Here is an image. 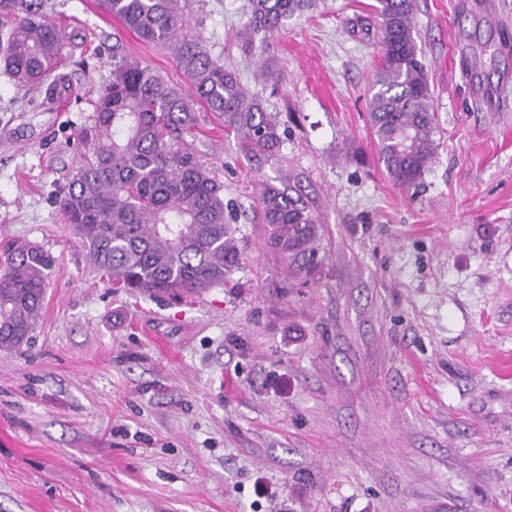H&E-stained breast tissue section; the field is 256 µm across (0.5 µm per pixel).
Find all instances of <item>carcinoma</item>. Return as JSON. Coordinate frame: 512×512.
<instances>
[{"label":"carcinoma","instance_id":"carcinoma-1","mask_svg":"<svg viewBox=\"0 0 512 512\" xmlns=\"http://www.w3.org/2000/svg\"><path fill=\"white\" fill-rule=\"evenodd\" d=\"M417 0H376L382 46L371 86L369 121L379 161L395 184L410 188L436 152L432 93L415 38ZM142 41L168 50L190 81L185 93L112 47V77L98 94L92 123L76 134L79 161L57 205L87 253L118 288L132 294H198L225 284L241 263L226 214L224 185L198 151L196 106L224 122L247 161L278 158L284 132L277 116L237 75L213 60L199 38L182 32L179 0H101ZM320 0H251L240 47L267 63L269 41L288 19ZM45 0H0V65L18 88L42 84L61 62L66 37ZM257 215L271 244L308 256L318 220L301 191L263 184ZM55 259L25 239L0 246V352L31 340Z\"/></svg>","mask_w":512,"mask_h":512}]
</instances>
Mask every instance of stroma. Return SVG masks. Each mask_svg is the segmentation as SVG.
I'll use <instances>...</instances> for the list:
<instances>
[{"mask_svg": "<svg viewBox=\"0 0 512 512\" xmlns=\"http://www.w3.org/2000/svg\"><path fill=\"white\" fill-rule=\"evenodd\" d=\"M375 0H321L241 51L248 0H181L190 34L285 136L254 169L198 106L242 262L228 286L133 295L55 204L112 47L184 89L183 69L104 12L48 0L82 99L0 70V240L56 258L28 345L0 352V512H512V0H417L435 158L396 185L368 120ZM265 181L319 220L305 273L255 219Z\"/></svg>", "mask_w": 512, "mask_h": 512, "instance_id": "35a3bbf8", "label": "stroma"}]
</instances>
